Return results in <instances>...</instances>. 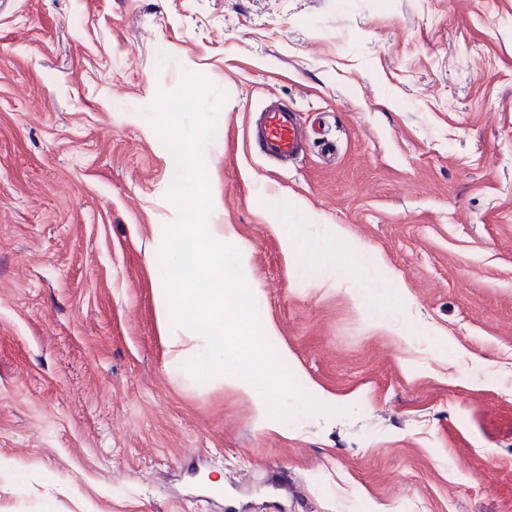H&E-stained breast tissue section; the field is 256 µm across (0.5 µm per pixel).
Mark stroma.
Listing matches in <instances>:
<instances>
[{
    "label": "stroma",
    "mask_w": 512,
    "mask_h": 512,
    "mask_svg": "<svg viewBox=\"0 0 512 512\" xmlns=\"http://www.w3.org/2000/svg\"><path fill=\"white\" fill-rule=\"evenodd\" d=\"M181 224L290 353L264 416L167 364ZM0 512H512V0H0ZM253 135L263 155L284 162L298 158L306 144L299 113L279 104H271L263 110Z\"/></svg>",
    "instance_id": "1"
}]
</instances>
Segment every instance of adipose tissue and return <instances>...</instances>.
I'll list each match as a JSON object with an SVG mask.
<instances>
[{
    "label": "adipose tissue",
    "instance_id": "1",
    "mask_svg": "<svg viewBox=\"0 0 512 512\" xmlns=\"http://www.w3.org/2000/svg\"><path fill=\"white\" fill-rule=\"evenodd\" d=\"M212 244L205 259L212 271L205 287L164 290L157 297L158 322L171 364L189 367L202 381L216 380L249 398L256 412L286 388L280 366L287 350L272 355L267 345L276 335L271 324L254 321L250 292L224 285V228L208 224L203 229ZM183 311L185 321L172 326L170 310ZM247 339L249 355H239L240 339Z\"/></svg>",
    "mask_w": 512,
    "mask_h": 512
}]
</instances>
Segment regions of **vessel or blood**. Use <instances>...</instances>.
Masks as SVG:
<instances>
[{
	"label": "vessel or blood",
	"mask_w": 512,
	"mask_h": 512,
	"mask_svg": "<svg viewBox=\"0 0 512 512\" xmlns=\"http://www.w3.org/2000/svg\"><path fill=\"white\" fill-rule=\"evenodd\" d=\"M253 135L263 155L284 162L298 158L306 144L299 113L279 104L264 109Z\"/></svg>",
	"instance_id": "1"
}]
</instances>
